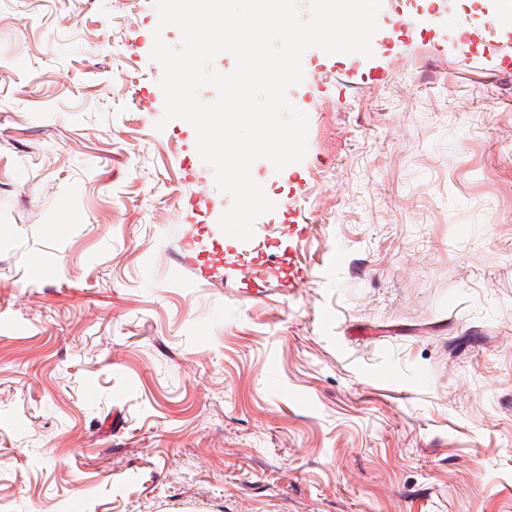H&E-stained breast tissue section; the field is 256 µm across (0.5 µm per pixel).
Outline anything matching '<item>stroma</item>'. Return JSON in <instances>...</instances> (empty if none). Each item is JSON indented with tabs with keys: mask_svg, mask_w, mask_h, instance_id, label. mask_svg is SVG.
<instances>
[{
	"mask_svg": "<svg viewBox=\"0 0 512 512\" xmlns=\"http://www.w3.org/2000/svg\"><path fill=\"white\" fill-rule=\"evenodd\" d=\"M494 6L307 50L243 242L155 128L153 0H0V512H512V55L457 24Z\"/></svg>",
	"mask_w": 512,
	"mask_h": 512,
	"instance_id": "stroma-1",
	"label": "stroma"
}]
</instances>
